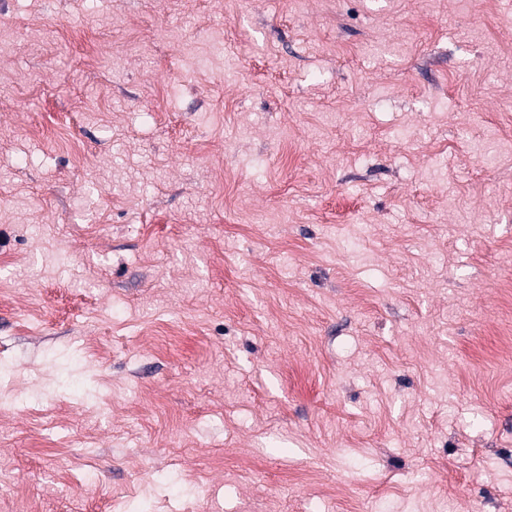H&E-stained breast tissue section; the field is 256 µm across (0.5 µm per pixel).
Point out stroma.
Instances as JSON below:
<instances>
[{"label": "stroma", "mask_w": 512, "mask_h": 512, "mask_svg": "<svg viewBox=\"0 0 512 512\" xmlns=\"http://www.w3.org/2000/svg\"><path fill=\"white\" fill-rule=\"evenodd\" d=\"M512 0H9L0 512H512Z\"/></svg>", "instance_id": "stroma-1"}]
</instances>
